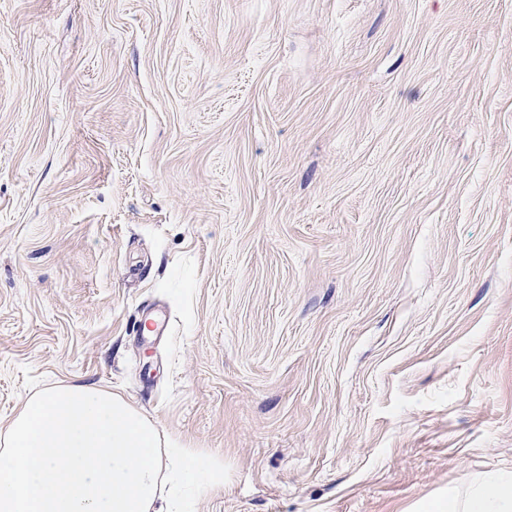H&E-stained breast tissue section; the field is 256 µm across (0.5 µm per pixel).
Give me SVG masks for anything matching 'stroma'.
Returning <instances> with one entry per match:
<instances>
[{"instance_id": "stroma-1", "label": "stroma", "mask_w": 512, "mask_h": 512, "mask_svg": "<svg viewBox=\"0 0 512 512\" xmlns=\"http://www.w3.org/2000/svg\"><path fill=\"white\" fill-rule=\"evenodd\" d=\"M70 386L196 512L512 474V0H0V429Z\"/></svg>"}]
</instances>
